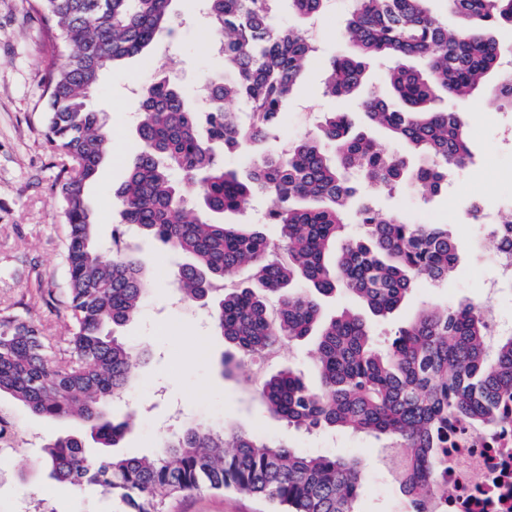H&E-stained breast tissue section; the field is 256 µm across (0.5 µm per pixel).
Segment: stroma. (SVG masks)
I'll return each instance as SVG.
<instances>
[{"mask_svg":"<svg viewBox=\"0 0 512 512\" xmlns=\"http://www.w3.org/2000/svg\"><path fill=\"white\" fill-rule=\"evenodd\" d=\"M347 13L345 0H336L316 22L315 58L285 108V124L273 147L281 150L295 140L316 136L325 113L343 112L384 153L414 161L406 144L368 125L358 100L333 99L324 93L326 62L350 51L344 38ZM171 14V33L141 56L105 71L87 99L88 110L99 113L111 134L98 174L86 189L97 237L105 244L111 243L118 224L114 191L126 179L138 147L135 126L142 90L163 74L198 101L206 79L224 67L220 39L200 0H172ZM45 50L42 24L29 0H0V309L44 325L55 338V354L63 355L69 351V314L63 302L67 226L56 182L64 156L46 137ZM498 81V75H490L473 96L442 100V108L458 113L466 126L472 161L449 174L440 195L425 201L407 189L390 194L368 186L361 189L376 208L399 212L411 223L427 216L432 223L447 225L458 242L459 263L448 281L419 283L393 313L369 317L378 345H388L394 332L426 306L484 301L487 283L498 276L487 231L469 217L476 196L491 218L512 214V140L501 136L503 129L512 128V110L495 108L489 100ZM134 245L153 284L138 315L119 331L145 359L136 368L137 386L112 403L114 417L133 421L116 453H155L171 409L179 406L187 424L229 425L265 439L288 441L308 454L363 458L364 512H403L381 442L350 432H298L262 406L255 389L261 374L291 368L309 385H317L311 344H287L275 359L226 371L222 361L233 356V348L214 333L205 308L177 301L161 245L147 239L135 240ZM9 409L29 441L0 459V512H29L35 499L41 500L44 512H112L111 500L97 490L75 496L50 480L37 463L43 440L74 431L73 421L46 422L15 403ZM172 512H268V507L240 493L202 490L179 498Z\"/></svg>","mask_w":512,"mask_h":512,"instance_id":"stroma-1","label":"stroma"}]
</instances>
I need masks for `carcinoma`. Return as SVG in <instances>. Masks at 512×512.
I'll return each mask as SVG.
<instances>
[{
  "label": "carcinoma",
  "mask_w": 512,
  "mask_h": 512,
  "mask_svg": "<svg viewBox=\"0 0 512 512\" xmlns=\"http://www.w3.org/2000/svg\"><path fill=\"white\" fill-rule=\"evenodd\" d=\"M48 45L46 136L68 163L58 194L67 224L69 354L52 353L38 324L0 313V398L44 420L78 418L85 432L46 439L40 465L74 491L97 488L115 512H170L173 500L202 489L234 491L266 501L270 512H362L365 462L356 456L311 455L284 440L239 429L183 426L149 457L92 454L88 441L110 448L130 427L112 419V399L133 382L137 355L113 334L132 320L150 281L135 251L105 257L95 236L86 187L108 149L110 134L85 99L100 75L140 56L170 31L171 0H31ZM224 52V75L208 81L207 111L162 79L142 93L138 150L116 189L120 223L181 256L173 281L184 300L211 308L216 331L240 361L285 342L315 338L320 384L311 389L291 369L258 385L262 405L296 430L359 433L407 448L397 481L405 512H434L447 495L448 449L461 427L489 437L512 426V335L489 357L480 304L428 307L378 348L367 323L348 309L326 318L321 298L342 292L375 317H386L420 280L448 279L458 248L445 224H411L357 198L351 175L422 195L441 192L448 171L472 158L457 113L445 97L468 98L502 64L498 29L512 26V0H448L462 21L445 29L427 0H355L345 30L349 56L326 64V95L347 97L363 84L366 62H393L385 76L401 107L377 94L363 102L368 120L409 144L422 164L383 153L331 112L321 138L288 151L251 155L245 177L225 164L249 143L266 140L284 120L302 71L316 47L272 19L276 0H205ZM311 19L328 0H290ZM493 101L512 108V77L502 76ZM228 100L245 104L244 126ZM253 195L270 205L264 223L279 230L274 245L255 224L213 220ZM355 210L360 236L347 235ZM496 246L512 248V215L495 225ZM249 272L252 284L224 287V275Z\"/></svg>",
  "instance_id": "obj_1"
}]
</instances>
